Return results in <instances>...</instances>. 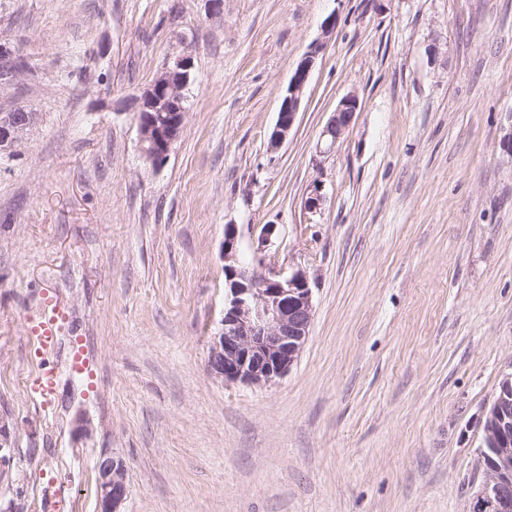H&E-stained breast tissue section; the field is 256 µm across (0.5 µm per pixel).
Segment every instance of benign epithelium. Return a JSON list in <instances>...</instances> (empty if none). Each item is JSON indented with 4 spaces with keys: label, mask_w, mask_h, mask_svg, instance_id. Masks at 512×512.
I'll use <instances>...</instances> for the list:
<instances>
[{
    "label": "benign epithelium",
    "mask_w": 512,
    "mask_h": 512,
    "mask_svg": "<svg viewBox=\"0 0 512 512\" xmlns=\"http://www.w3.org/2000/svg\"><path fill=\"white\" fill-rule=\"evenodd\" d=\"M322 45L315 44L300 58L278 112L270 148L276 149L292 130ZM194 68L193 58L168 60L141 94L139 147L142 156L159 167L179 139L187 118L183 105ZM22 75L21 57L9 43H0V89L13 86ZM358 98H343L322 130L327 148L349 130ZM36 113L24 108L0 112V153L24 139ZM239 238L234 224L224 225V281L228 288L224 316L211 337L208 366L226 382L266 386L285 377L297 362L314 316L313 291L308 276L296 271L285 277L268 268L262 273L238 259ZM481 463L485 482L479 507L512 512V374L505 376L487 410L482 428ZM98 512H123L129 493L125 463L108 453L98 457Z\"/></svg>",
    "instance_id": "obj_1"
}]
</instances>
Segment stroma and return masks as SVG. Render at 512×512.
Returning a JSON list of instances; mask_svg holds the SVG:
<instances>
[{
    "mask_svg": "<svg viewBox=\"0 0 512 512\" xmlns=\"http://www.w3.org/2000/svg\"><path fill=\"white\" fill-rule=\"evenodd\" d=\"M0 41L32 65L0 111L37 114L0 160V501L42 512L59 485L66 512H96L108 452L124 512H474L483 415L512 373V0H224L217 17L206 0H0ZM182 50L188 115L156 168L139 96ZM349 94L354 123L325 149ZM228 224L242 262L313 288L271 386L207 369ZM51 291L72 330L46 404L25 319ZM321 50V44H315L297 62L281 101L276 130L270 139L271 149H277L288 138L300 108L304 89ZM95 467L98 512H124L121 509L129 493L125 463L111 454L102 453Z\"/></svg>",
    "mask_w": 512,
    "mask_h": 512,
    "instance_id": "obj_1",
    "label": "stroma"
}]
</instances>
